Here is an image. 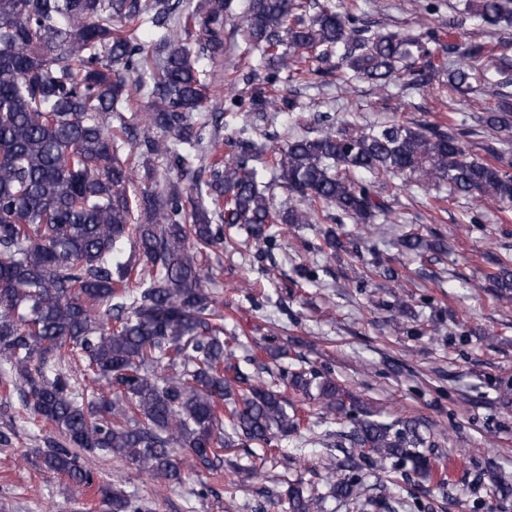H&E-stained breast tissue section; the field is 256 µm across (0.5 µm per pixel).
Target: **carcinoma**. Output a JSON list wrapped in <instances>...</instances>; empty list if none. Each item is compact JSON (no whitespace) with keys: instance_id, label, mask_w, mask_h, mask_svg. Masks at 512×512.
I'll list each match as a JSON object with an SVG mask.
<instances>
[{"instance_id":"obj_1","label":"carcinoma","mask_w":512,"mask_h":512,"mask_svg":"<svg viewBox=\"0 0 512 512\" xmlns=\"http://www.w3.org/2000/svg\"><path fill=\"white\" fill-rule=\"evenodd\" d=\"M231 6L197 0L190 19L202 36L193 45L182 0H0V379L53 429L41 468L96 489L107 512L152 507L118 488L120 477L97 476L91 457L120 458L170 488L188 458L219 480L217 449L289 436L325 448L345 440L349 450L326 463V490L288 482V512H328L330 498L353 512H399L402 502L367 496L363 469L393 484L410 471L431 481L419 419L377 420L314 367L267 366L265 378L245 371L224 338V304L207 287L208 259L231 243L234 227L259 257L279 248L276 225L334 224L338 211L370 231L390 209L357 172L409 173L427 190L446 184L451 195L512 203V149L507 139L486 145L492 163L469 155L468 132L454 125L357 129L325 120L285 136L262 161L241 131L213 137L220 115L207 110L206 91ZM465 9L489 25L512 20V0H466ZM246 25L253 48L277 63L249 97L264 117L298 108L279 94L280 73L305 83L330 75L296 67L304 54L338 56L383 94L424 88L440 71L450 88L469 92L470 63L485 57L498 85H512V56L485 41L445 45L433 30L408 41L328 0H252ZM148 27L164 33L145 40ZM144 99V116H128ZM485 124L512 128V96L499 95ZM152 155L177 181L139 178L140 160ZM273 184L285 200L274 199ZM346 251L335 230H323L317 254ZM493 280L511 303L512 268ZM288 386L339 429L315 432L285 398Z\"/></svg>"}]
</instances>
